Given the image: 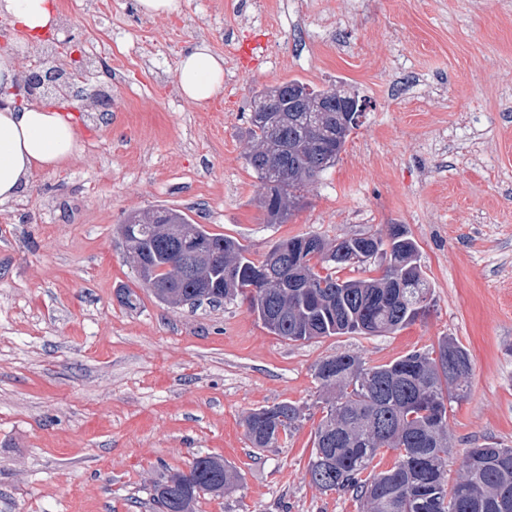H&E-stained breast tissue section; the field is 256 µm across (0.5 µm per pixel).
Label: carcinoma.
Segmentation results:
<instances>
[{
	"label": "carcinoma",
	"instance_id": "obj_1",
	"mask_svg": "<svg viewBox=\"0 0 512 512\" xmlns=\"http://www.w3.org/2000/svg\"><path fill=\"white\" fill-rule=\"evenodd\" d=\"M308 85L291 80L255 91L253 105L269 112L249 118L251 149L248 166L259 181L260 205L267 222L281 224L300 198V190L335 162H321L310 140L333 142L336 153L359 124L336 130V119L323 112H296L288 88ZM186 226V234L208 240L222 252V263L208 271V293L197 296L194 279L177 278L178 244L163 240L156 225L159 215ZM122 227L132 255L146 257L156 281L167 288L154 292L168 305L233 301L239 297L275 335L290 341L345 333L379 335L395 332L426 317L417 303L431 294L417 243L400 224L387 238L362 234L329 242L314 236L332 256L312 250H289L307 238L298 235L277 243L259 262L247 256L237 240L193 224L177 210L132 216ZM364 248L381 254L386 263L381 277L342 280L336 269L354 264L350 250ZM234 265L235 281L224 278ZM269 268L275 280L261 282L254 273ZM302 274L303 288L288 287V279ZM396 279L403 288H385ZM470 374L469 355L456 340L442 338L435 353L412 352L389 363L368 366L359 358L339 354L323 359L315 378L324 392L325 415L314 434L309 466L311 482L324 492L351 493L363 512H512V448L487 443L465 449L461 474L448 481V403L465 392ZM300 407L281 402L250 412L246 437L254 448H270L280 434L296 427ZM382 448L397 451L389 470L370 466ZM235 483V474L215 455L198 456L189 472L168 476L154 490L162 512H195L200 494L222 495Z\"/></svg>",
	"mask_w": 512,
	"mask_h": 512
}]
</instances>
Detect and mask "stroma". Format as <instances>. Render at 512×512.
<instances>
[{"label":"stroma","instance_id":"1","mask_svg":"<svg viewBox=\"0 0 512 512\" xmlns=\"http://www.w3.org/2000/svg\"><path fill=\"white\" fill-rule=\"evenodd\" d=\"M53 36L62 63L91 46L102 65L63 104L77 155L0 205V512H159L155 485L208 454L236 481L196 512H362L310 480L315 367L340 353L385 364L444 336L471 362L448 407L449 478L463 449L512 447V0H181L168 16L85 0ZM245 39L263 54L242 60ZM202 41L224 58V89L192 102L176 69ZM293 79L366 110L335 166L270 224L246 130L254 91ZM89 93L104 99L93 112ZM160 208L254 260L299 234L404 225L431 313L394 333L292 342L239 299L169 307L120 233ZM280 402L300 407L298 425L252 447L246 415Z\"/></svg>","mask_w":512,"mask_h":512}]
</instances>
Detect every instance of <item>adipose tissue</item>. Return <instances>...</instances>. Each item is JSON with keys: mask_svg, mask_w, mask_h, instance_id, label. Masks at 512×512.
Masks as SVG:
<instances>
[{"mask_svg": "<svg viewBox=\"0 0 512 512\" xmlns=\"http://www.w3.org/2000/svg\"><path fill=\"white\" fill-rule=\"evenodd\" d=\"M0 6L33 40L55 21L51 0H0ZM176 78L188 100H207L224 88V58L198 44L181 58ZM77 149L69 116L47 106H0V205L19 196L34 170L57 167Z\"/></svg>", "mask_w": 512, "mask_h": 512, "instance_id": "adipose-tissue-1", "label": "adipose tissue"}]
</instances>
